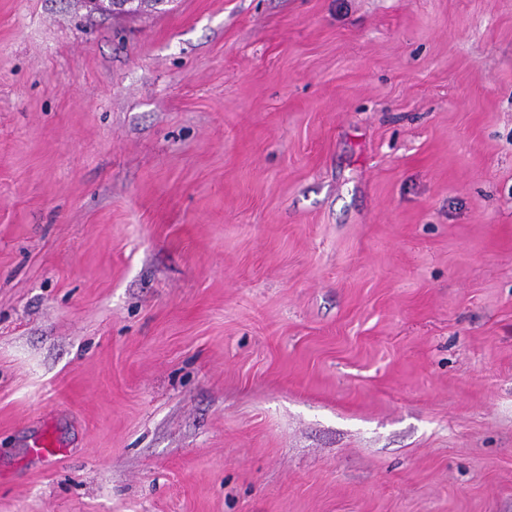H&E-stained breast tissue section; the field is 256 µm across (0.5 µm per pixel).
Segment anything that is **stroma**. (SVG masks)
Listing matches in <instances>:
<instances>
[{"mask_svg": "<svg viewBox=\"0 0 512 512\" xmlns=\"http://www.w3.org/2000/svg\"><path fill=\"white\" fill-rule=\"evenodd\" d=\"M0 512H512V0H0ZM62 444L50 434L42 432L35 438L32 452L44 460H56L62 454Z\"/></svg>", "mask_w": 512, "mask_h": 512, "instance_id": "stroma-1", "label": "stroma"}]
</instances>
